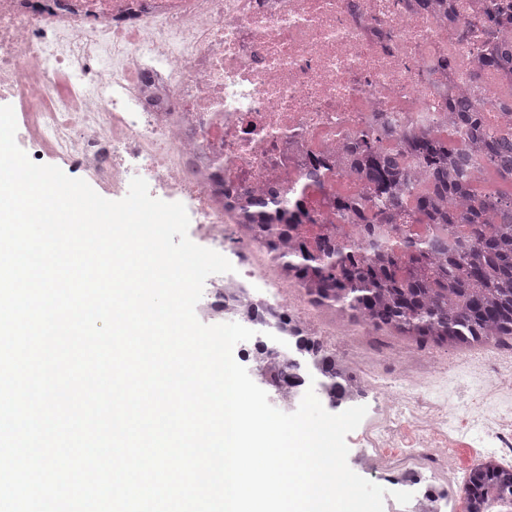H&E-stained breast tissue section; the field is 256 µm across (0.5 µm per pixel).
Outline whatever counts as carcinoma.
I'll list each match as a JSON object with an SVG mask.
<instances>
[{
    "mask_svg": "<svg viewBox=\"0 0 512 512\" xmlns=\"http://www.w3.org/2000/svg\"><path fill=\"white\" fill-rule=\"evenodd\" d=\"M479 97L456 99L457 123H431L403 136L398 147L376 146L359 134L343 163L370 196L336 197L350 232L297 241L292 224L252 223L259 240L280 242L288 274L317 300L388 330L409 344L468 348L512 340V191L481 195L486 175L512 186V132L485 121ZM275 193L253 200L265 216ZM288 350L319 367L332 406L361 392L359 377L337 353L288 331ZM467 512H486L490 497L512 496V467L488 463L463 489Z\"/></svg>",
    "mask_w": 512,
    "mask_h": 512,
    "instance_id": "obj_1",
    "label": "carcinoma"
}]
</instances>
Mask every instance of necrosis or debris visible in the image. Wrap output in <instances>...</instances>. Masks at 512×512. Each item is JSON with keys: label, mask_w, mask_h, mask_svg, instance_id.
I'll use <instances>...</instances> for the list:
<instances>
[{"label": "necrosis or debris", "mask_w": 512, "mask_h": 512, "mask_svg": "<svg viewBox=\"0 0 512 512\" xmlns=\"http://www.w3.org/2000/svg\"><path fill=\"white\" fill-rule=\"evenodd\" d=\"M512 0H0V97L21 115L31 160L49 156L103 193L133 177L182 203L207 247L235 270L211 277L203 309L244 326L289 325L322 348L365 351L366 394L383 421L360 424L354 456L379 479L408 486L455 469L456 418L512 462V342L476 359L407 352L362 325L323 321L286 263L247 233L243 205L280 189L277 211L302 207L306 234H335L337 168L355 134L416 113L446 117L448 102L483 91L489 123L512 119ZM499 68L482 66L490 53ZM328 176L305 189L313 163ZM479 362L481 407L456 411L431 396L454 369Z\"/></svg>", "instance_id": "1"}]
</instances>
